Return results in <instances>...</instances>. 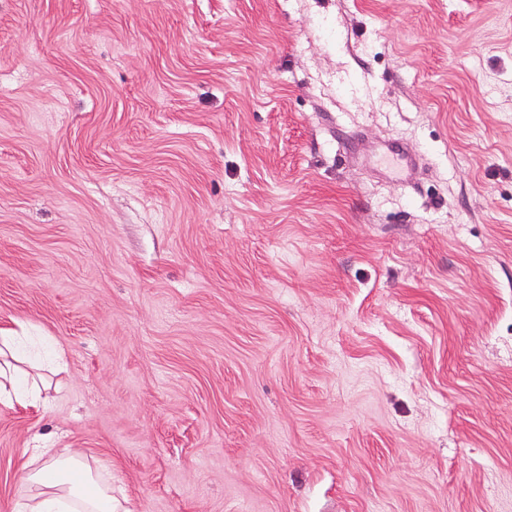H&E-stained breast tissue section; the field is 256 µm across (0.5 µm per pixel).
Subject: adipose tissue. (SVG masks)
<instances>
[{"label":"adipose tissue","instance_id":"obj_1","mask_svg":"<svg viewBox=\"0 0 512 512\" xmlns=\"http://www.w3.org/2000/svg\"><path fill=\"white\" fill-rule=\"evenodd\" d=\"M66 355L55 339L0 328V397L7 403L48 410L36 379L40 370L65 371ZM14 512H113L112 480L73 448H27Z\"/></svg>","mask_w":512,"mask_h":512}]
</instances>
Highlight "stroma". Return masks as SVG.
<instances>
[{
  "label": "stroma",
  "instance_id": "35a3bbf8",
  "mask_svg": "<svg viewBox=\"0 0 512 512\" xmlns=\"http://www.w3.org/2000/svg\"><path fill=\"white\" fill-rule=\"evenodd\" d=\"M16 320L0 512H512V0H0ZM20 328H0V402L2 396L9 404L48 411V398L32 371L49 370L63 372L67 368L66 355L55 339L50 336H26L22 323L14 321ZM8 355L15 364L5 361ZM14 512H113L112 479L73 448H25Z\"/></svg>",
  "mask_w": 512,
  "mask_h": 512
}]
</instances>
